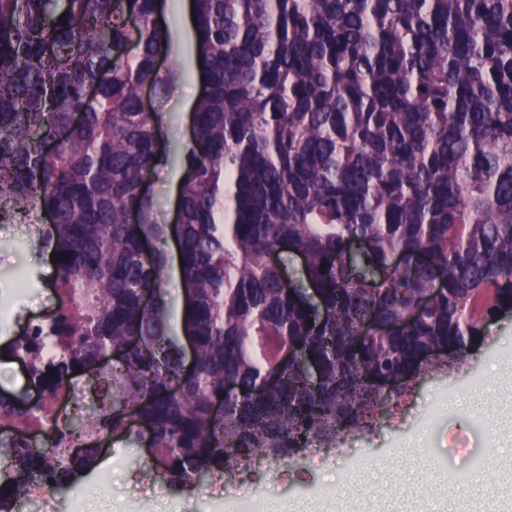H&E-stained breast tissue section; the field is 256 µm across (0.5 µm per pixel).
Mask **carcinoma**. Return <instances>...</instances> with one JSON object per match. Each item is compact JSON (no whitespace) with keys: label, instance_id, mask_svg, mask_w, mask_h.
Listing matches in <instances>:
<instances>
[{"label":"carcinoma","instance_id":"obj_1","mask_svg":"<svg viewBox=\"0 0 512 512\" xmlns=\"http://www.w3.org/2000/svg\"><path fill=\"white\" fill-rule=\"evenodd\" d=\"M158 3L0 0V224L54 215L32 245L54 255L61 301L12 353L49 396L115 353L97 404L63 429L0 392V416L57 431L41 450L0 444V512L91 468L107 431L148 439L182 488L329 448L369 423L374 378L401 399L462 369L512 308V0H191L202 90L175 226L144 186L164 155L141 89L176 76L155 66ZM172 234L180 337L161 296ZM283 243L320 308L283 285ZM370 319L384 332H362Z\"/></svg>","mask_w":512,"mask_h":512}]
</instances>
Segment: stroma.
<instances>
[{"instance_id": "1", "label": "stroma", "mask_w": 512, "mask_h": 512, "mask_svg": "<svg viewBox=\"0 0 512 512\" xmlns=\"http://www.w3.org/2000/svg\"><path fill=\"white\" fill-rule=\"evenodd\" d=\"M185 2L163 0L158 14L170 36L162 64L178 72L152 102L167 115L162 138L170 160L149 179L154 216L164 224L176 210L175 159L190 136L189 115L201 88L194 41L181 31ZM45 221L33 212L0 224V308L10 311L0 319V391L19 398L33 387L25 367L3 354L59 304L51 257L28 244L32 226ZM488 334L468 372L421 377L412 394L383 403L373 427L343 438L318 466L298 456L281 462L287 477L274 474L252 488L228 478L219 489L169 490L158 477L141 475L146 444L107 435L93 469L15 510L73 512L78 504L84 512H239L240 500L249 498L257 512H512V313L492 323ZM475 457L485 476L462 489L454 475Z\"/></svg>"}]
</instances>
